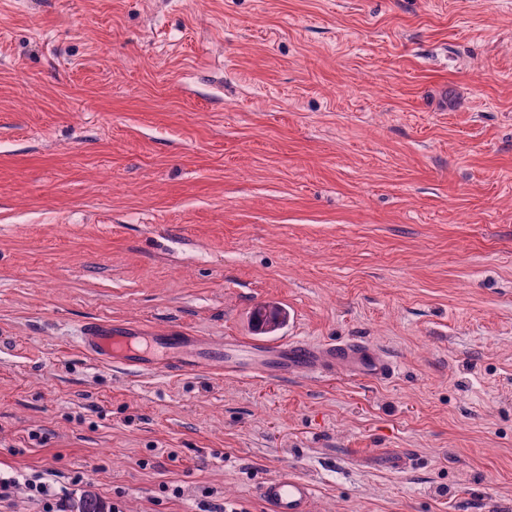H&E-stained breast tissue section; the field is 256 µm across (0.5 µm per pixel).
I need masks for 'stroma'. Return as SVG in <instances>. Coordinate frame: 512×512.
I'll return each mask as SVG.
<instances>
[{
    "instance_id": "stroma-1",
    "label": "stroma",
    "mask_w": 512,
    "mask_h": 512,
    "mask_svg": "<svg viewBox=\"0 0 512 512\" xmlns=\"http://www.w3.org/2000/svg\"><path fill=\"white\" fill-rule=\"evenodd\" d=\"M356 338L389 380L96 362L85 321ZM512 512V0H0V475L120 512ZM284 320L281 308L270 304L257 306L252 313V322L257 330H271ZM258 498L265 512H314L312 482L293 472H283L263 480Z\"/></svg>"
}]
</instances>
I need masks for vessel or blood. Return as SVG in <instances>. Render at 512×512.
<instances>
[{
  "label": "vessel or blood",
  "instance_id": "1",
  "mask_svg": "<svg viewBox=\"0 0 512 512\" xmlns=\"http://www.w3.org/2000/svg\"><path fill=\"white\" fill-rule=\"evenodd\" d=\"M77 342L93 358L133 371L187 373L216 364L225 373L250 378L325 377L341 371L382 380L393 369L385 353L360 340L285 339L265 344L228 336L216 343L177 327L148 331L135 324L115 328L89 322L81 326ZM258 498L264 512H314L312 482L292 472L263 480Z\"/></svg>",
  "mask_w": 512,
  "mask_h": 512
}]
</instances>
